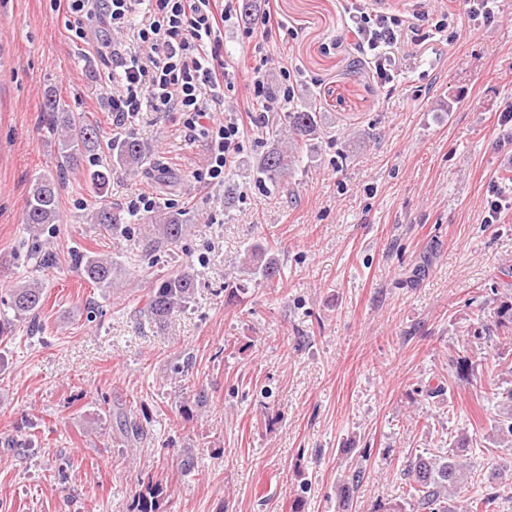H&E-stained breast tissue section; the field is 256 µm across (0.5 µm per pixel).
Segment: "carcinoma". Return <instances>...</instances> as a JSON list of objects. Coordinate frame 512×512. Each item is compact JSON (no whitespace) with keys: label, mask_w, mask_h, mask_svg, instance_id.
<instances>
[{"label":"carcinoma","mask_w":512,"mask_h":512,"mask_svg":"<svg viewBox=\"0 0 512 512\" xmlns=\"http://www.w3.org/2000/svg\"><path fill=\"white\" fill-rule=\"evenodd\" d=\"M44 111L51 125L60 130L58 152L61 169L78 167L84 152L101 144L98 126L69 110L68 105L54 91H48L44 100ZM271 124L288 130L295 138H319L321 127L317 112L310 107H302L292 112H281L272 116ZM108 153L116 164L127 169H137L146 159L148 151L138 139L127 137L110 142ZM300 162L298 153L276 147L262 156L257 164L261 179L273 187L283 186V178ZM62 177L41 174L36 177L29 189L24 223L32 236L40 235L48 224L59 218V191ZM94 223L103 224L112 233L123 231V217L120 212L106 203L94 212ZM152 228L158 234L156 246L178 245L188 232V225L174 214L163 217V223ZM76 262L82 267L84 276L100 288H110L114 283L116 265L107 256L79 255ZM245 268L261 275L272 283L279 276L278 260L262 245L248 251L242 260ZM194 276L187 271L173 273L157 282L146 295L142 312L151 319L163 322L174 309L188 303L192 298ZM45 292L41 283L28 282L10 289V308L19 320L29 321L33 331L42 330L38 321L44 304ZM495 328L502 344L512 340V308L502 309L497 316ZM469 469L462 455L448 449V456L442 458L419 457L405 473L409 480L407 498L385 509V512H490L489 505L495 500V492H474L466 498L462 507L449 506L454 494L468 484Z\"/></svg>","instance_id":"1"}]
</instances>
